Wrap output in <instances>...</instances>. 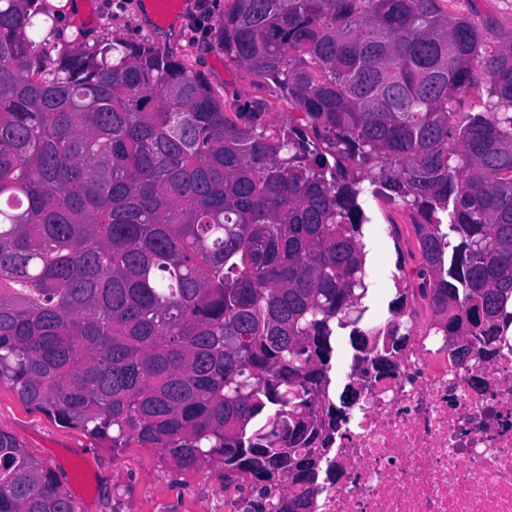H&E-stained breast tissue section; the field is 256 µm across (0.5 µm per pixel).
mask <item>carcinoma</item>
Segmentation results:
<instances>
[{"label": "carcinoma", "mask_w": 512, "mask_h": 512, "mask_svg": "<svg viewBox=\"0 0 512 512\" xmlns=\"http://www.w3.org/2000/svg\"><path fill=\"white\" fill-rule=\"evenodd\" d=\"M444 0H231L224 55L301 116L229 113L147 43L43 66L49 0H0V378L59 422L183 468L224 463L245 512H307L336 431L337 328L392 367L366 308L363 182L414 217L419 290L460 361L512 334V31ZM482 80L486 101L459 97ZM0 512H76L0 431Z\"/></svg>", "instance_id": "carcinoma-1"}]
</instances>
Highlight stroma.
Masks as SVG:
<instances>
[{
  "label": "stroma",
  "mask_w": 512,
  "mask_h": 512,
  "mask_svg": "<svg viewBox=\"0 0 512 512\" xmlns=\"http://www.w3.org/2000/svg\"><path fill=\"white\" fill-rule=\"evenodd\" d=\"M64 8L54 37L58 45L82 39L151 42L185 58L226 108L258 113L261 122H287L294 106L272 83L225 56L217 23L228 0H184L182 12L157 23L146 0H77ZM450 13L475 23L492 20L496 31L512 29V0H449ZM368 221L362 228L368 262L369 290L362 326L385 323L398 289L415 288L420 253L411 214L383 195L366 194ZM0 431L13 435L28 452L57 475L76 505V512H224V466L204 462L181 468L154 449L130 444L113 450L108 440L80 427L64 425L31 409L10 380L0 379Z\"/></svg>",
  "instance_id": "obj_1"
}]
</instances>
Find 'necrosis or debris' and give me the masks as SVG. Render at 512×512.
I'll use <instances>...</instances> for the list:
<instances>
[{
  "label": "necrosis or debris",
  "instance_id": "1",
  "mask_svg": "<svg viewBox=\"0 0 512 512\" xmlns=\"http://www.w3.org/2000/svg\"><path fill=\"white\" fill-rule=\"evenodd\" d=\"M407 322L391 374L352 366L363 402L337 422L311 512H512V336L461 365L428 319Z\"/></svg>",
  "mask_w": 512,
  "mask_h": 512
}]
</instances>
